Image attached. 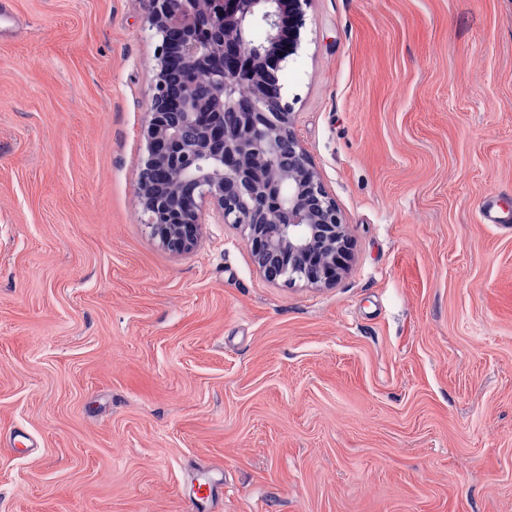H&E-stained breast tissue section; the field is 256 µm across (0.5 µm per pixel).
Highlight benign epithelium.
Returning a JSON list of instances; mask_svg holds the SVG:
<instances>
[{"mask_svg": "<svg viewBox=\"0 0 512 512\" xmlns=\"http://www.w3.org/2000/svg\"><path fill=\"white\" fill-rule=\"evenodd\" d=\"M306 2L142 0L160 44L137 196L151 236L174 253L191 250L212 217L240 229L267 281L330 286L347 270L350 239L278 76L300 47ZM199 69L210 76L203 89ZM242 81L246 102L235 96ZM228 110L241 112L235 127L224 125Z\"/></svg>", "mask_w": 512, "mask_h": 512, "instance_id": "obj_1", "label": "benign epithelium"}]
</instances>
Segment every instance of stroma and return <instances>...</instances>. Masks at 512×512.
Returning a JSON list of instances; mask_svg holds the SVG:
<instances>
[{"mask_svg": "<svg viewBox=\"0 0 512 512\" xmlns=\"http://www.w3.org/2000/svg\"><path fill=\"white\" fill-rule=\"evenodd\" d=\"M0 28V512H512V0H308L280 74L352 239L265 280L136 195L142 0ZM24 435L35 449L15 453Z\"/></svg>", "mask_w": 512, "mask_h": 512, "instance_id": "stroma-1", "label": "stroma"}]
</instances>
